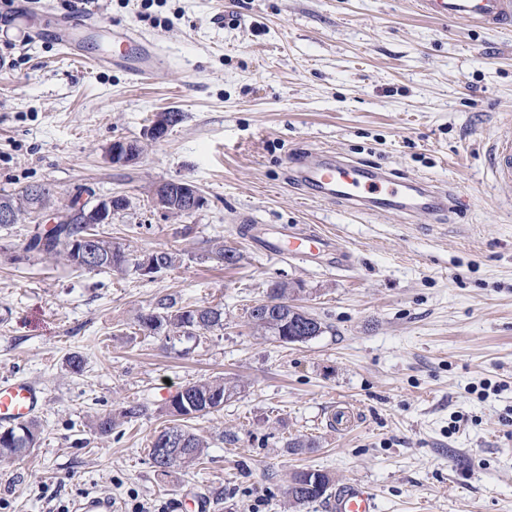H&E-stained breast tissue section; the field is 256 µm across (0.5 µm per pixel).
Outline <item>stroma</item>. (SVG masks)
<instances>
[{
	"label": "stroma",
	"mask_w": 512,
	"mask_h": 512,
	"mask_svg": "<svg viewBox=\"0 0 512 512\" xmlns=\"http://www.w3.org/2000/svg\"><path fill=\"white\" fill-rule=\"evenodd\" d=\"M93 15L88 53L127 25L176 61L143 83L64 55L55 14ZM183 119L160 140L159 112ZM512 135V32L417 14L413 0H0V194L36 184L56 202L125 196L102 235L132 258L175 252L173 268L88 272L26 252L46 213L0 227V380L37 383L46 404L35 448L0 464V512H287L288 474L322 470L334 490L299 512H335L338 489L368 487L378 512H512V187L487 148ZM137 139L140 159L106 150ZM318 148L452 186L445 219L356 212L309 197L288 157ZM184 180L203 207L162 213L156 184ZM269 234L307 226L338 238L349 270L257 253ZM236 247L232 266L208 254ZM320 336L258 335L247 310L272 283ZM164 296L224 313V326L175 349L137 318ZM79 356L80 372L68 360ZM223 377L237 393L190 421L209 443L197 468L158 474L148 458L167 402ZM145 406L98 435L94 417ZM344 409L347 429H333ZM314 439L289 451L286 443ZM205 510H198V503ZM141 149L138 140H116L107 148L106 156L112 165L126 166L137 162Z\"/></svg>",
	"instance_id": "obj_1"
}]
</instances>
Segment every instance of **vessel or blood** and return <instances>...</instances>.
Segmentation results:
<instances>
[{"label":"vessel or blood","instance_id":"vessel-or-blood-1","mask_svg":"<svg viewBox=\"0 0 512 512\" xmlns=\"http://www.w3.org/2000/svg\"><path fill=\"white\" fill-rule=\"evenodd\" d=\"M423 16L448 22L465 21L487 31L503 32L512 29V0H416ZM90 16L75 19L62 16L53 30L55 40H70L74 31L92 26ZM118 50L94 56L100 67L117 68L137 82L149 80L162 64L163 58L154 41L148 40L133 28L119 35ZM291 177L316 198L340 201L359 211H393L411 214L425 211L432 214L454 206L452 190L443 189L413 177L395 178L381 168L348 161L320 149L305 150L290 159ZM489 170L501 184L512 185V138L493 142L489 149ZM255 248L275 257L312 259L328 255L330 267L350 268L351 260L338 241L313 229H298L287 238L257 234L252 238ZM45 405V397L34 383L11 380L0 383V425L11 426L31 418ZM336 512H377L375 495L355 484L336 496Z\"/></svg>","mask_w":512,"mask_h":512}]
</instances>
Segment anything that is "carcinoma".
I'll list each match as a JSON object with an SVG mask.
<instances>
[{"label": "carcinoma", "mask_w": 512, "mask_h": 512, "mask_svg": "<svg viewBox=\"0 0 512 512\" xmlns=\"http://www.w3.org/2000/svg\"><path fill=\"white\" fill-rule=\"evenodd\" d=\"M51 189L45 185H34L26 188L17 196L0 195V205H28L32 208L37 204L51 199ZM89 226L85 224H57L49 229L45 241L34 236L26 247V251H37L47 256L59 258L70 265L76 264L73 254L64 252L59 246L65 240L87 234ZM95 258L88 266L90 270L122 271L129 265V254L125 248L112 239L93 233ZM214 258L228 265L237 263L240 254L236 248L227 246L221 241L212 245ZM302 292V289L290 287L283 283H274L269 288L272 297L270 305L261 322L254 326L264 334L279 339L281 331L288 328L294 335L302 337L323 332L322 322L307 312L295 309L285 302L286 297ZM140 329L147 336L159 332L165 333L169 341H180L184 338L197 339L215 328L224 327L222 312L213 307L184 306L173 298H162L149 312L138 319ZM237 392V385L222 379H205L182 386L168 400V410L173 416V423L155 432L149 443L148 455L153 467L166 476L174 470L189 468L200 464L207 443L188 426L182 424L185 419L200 417L218 411L224 407ZM39 434V425L35 420H28L7 427H0V463L10 462L26 454L34 447ZM334 478L320 470H300L288 475V502L294 506L312 503L322 498L332 488Z\"/></svg>", "instance_id": "cac0c4a2"}]
</instances>
